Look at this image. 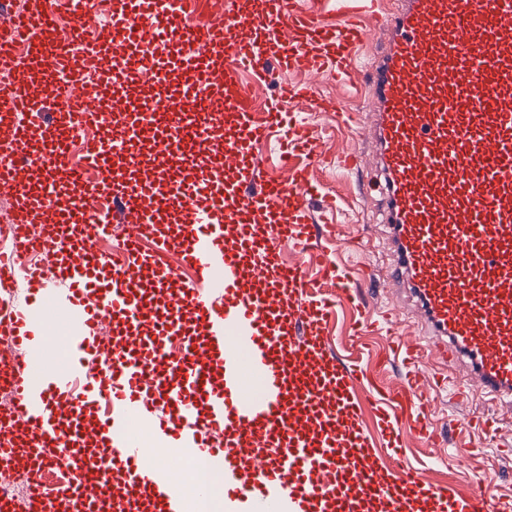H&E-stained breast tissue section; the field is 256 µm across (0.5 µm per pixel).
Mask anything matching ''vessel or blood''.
Returning a JSON list of instances; mask_svg holds the SVG:
<instances>
[{
	"mask_svg": "<svg viewBox=\"0 0 512 512\" xmlns=\"http://www.w3.org/2000/svg\"><path fill=\"white\" fill-rule=\"evenodd\" d=\"M346 2L335 0L339 25L287 0L210 12L203 0H114L95 37L97 0L10 15L0 195L17 213V257L66 249L33 270L0 256V286L37 300L14 312L0 359L12 399L0 414V512L19 468L47 465L65 481L40 490L32 512H185L174 474L206 458L223 460L224 497L248 512H512L485 486L462 494L426 469L384 467L362 422L372 413L398 457L411 438L435 442L441 391H485L512 409V0ZM368 40L374 118L357 133L383 177L391 276L428 330L389 343L384 361L405 368L394 388L340 361L324 334L338 303L364 306L359 281L329 256L314 277L277 258L285 243L346 244L312 213L321 137L291 105L352 121L319 81L350 79ZM292 70L316 80L280 83ZM148 82L171 91L115 96ZM272 83L276 98L256 110V88ZM90 124L100 135L73 163ZM274 137L281 179L255 151ZM116 224V250H102ZM149 236L160 246L143 249ZM52 280L67 292L48 293ZM61 314L79 354L65 373L30 331ZM136 427L157 437L150 458Z\"/></svg>",
	"mask_w": 512,
	"mask_h": 512,
	"instance_id": "obj_1",
	"label": "vessel or blood"
}]
</instances>
